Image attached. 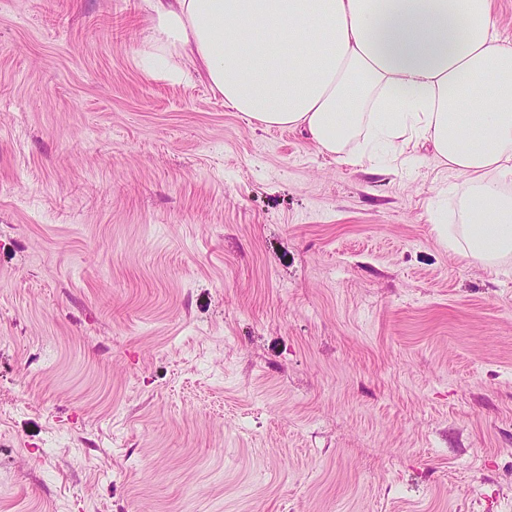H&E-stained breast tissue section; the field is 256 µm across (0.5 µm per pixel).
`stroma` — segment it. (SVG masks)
I'll use <instances>...</instances> for the list:
<instances>
[{"instance_id": "obj_1", "label": "stroma", "mask_w": 512, "mask_h": 512, "mask_svg": "<svg viewBox=\"0 0 512 512\" xmlns=\"http://www.w3.org/2000/svg\"><path fill=\"white\" fill-rule=\"evenodd\" d=\"M143 0H0V512H512V259L146 75Z\"/></svg>"}]
</instances>
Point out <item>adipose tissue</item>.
Listing matches in <instances>:
<instances>
[{
  "label": "adipose tissue",
  "instance_id": "ef3b65f1",
  "mask_svg": "<svg viewBox=\"0 0 512 512\" xmlns=\"http://www.w3.org/2000/svg\"><path fill=\"white\" fill-rule=\"evenodd\" d=\"M157 77L202 68L225 106L304 129L351 165L431 145L472 184L467 221H429L492 269L512 257V41L490 0H147Z\"/></svg>",
  "mask_w": 512,
  "mask_h": 512
}]
</instances>
